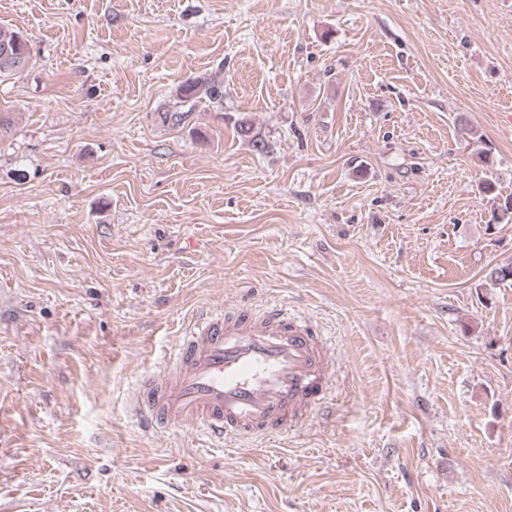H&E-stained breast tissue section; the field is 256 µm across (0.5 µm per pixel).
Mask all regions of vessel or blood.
Segmentation results:
<instances>
[{"mask_svg": "<svg viewBox=\"0 0 512 512\" xmlns=\"http://www.w3.org/2000/svg\"><path fill=\"white\" fill-rule=\"evenodd\" d=\"M328 340L283 307L242 305L193 316L160 375L142 378L129 411L142 430L190 426L221 443L280 434L325 396Z\"/></svg>", "mask_w": 512, "mask_h": 512, "instance_id": "vessel-or-blood-1", "label": "vessel or blood"}]
</instances>
